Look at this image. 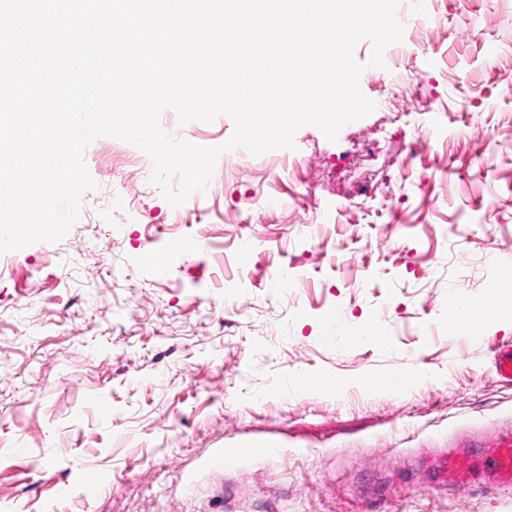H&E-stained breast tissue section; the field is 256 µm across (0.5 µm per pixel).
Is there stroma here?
I'll use <instances>...</instances> for the list:
<instances>
[{
	"instance_id": "1",
	"label": "stroma",
	"mask_w": 512,
	"mask_h": 512,
	"mask_svg": "<svg viewBox=\"0 0 512 512\" xmlns=\"http://www.w3.org/2000/svg\"><path fill=\"white\" fill-rule=\"evenodd\" d=\"M418 2L412 53L383 59L420 97L360 76L408 122L376 107L336 140L306 125L294 149L216 164L224 188L192 223L135 175L139 148H86L97 187L67 236L0 255V512H46L86 470L102 493L56 512H512V490L453 494L429 474L431 448L512 422L493 368L512 321L458 336L444 311L512 275V0ZM160 125L205 147L234 130L171 109ZM198 232L204 246L167 253ZM282 265L285 292L270 285ZM329 311L362 336L387 322V343H331ZM289 372L345 386L288 396ZM386 372L414 379L366 386ZM223 448L244 454L218 469Z\"/></svg>"
}]
</instances>
